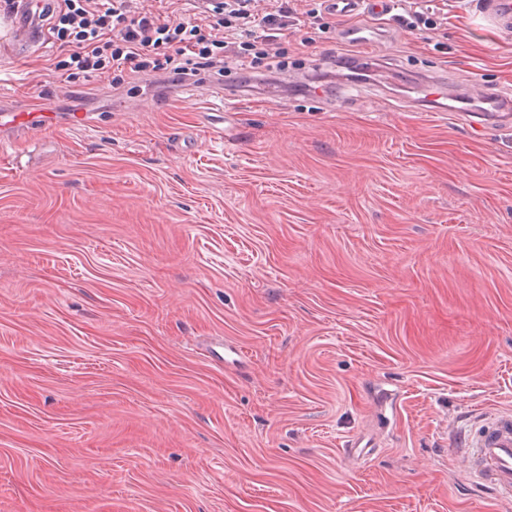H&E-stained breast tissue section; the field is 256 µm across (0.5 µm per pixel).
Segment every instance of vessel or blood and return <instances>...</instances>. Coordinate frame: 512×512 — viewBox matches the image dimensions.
Instances as JSON below:
<instances>
[{
    "mask_svg": "<svg viewBox=\"0 0 512 512\" xmlns=\"http://www.w3.org/2000/svg\"><path fill=\"white\" fill-rule=\"evenodd\" d=\"M12 30L26 46L47 41L46 14L36 10L34 0H15ZM51 112H35L21 106L0 107V128L30 130L53 124ZM461 468L480 488L512 501V411L497 413L473 427L466 441Z\"/></svg>",
    "mask_w": 512,
    "mask_h": 512,
    "instance_id": "1",
    "label": "vessel or blood"
}]
</instances>
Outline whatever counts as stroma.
<instances>
[{"instance_id":"stroma-1","label":"stroma","mask_w":512,"mask_h":512,"mask_svg":"<svg viewBox=\"0 0 512 512\" xmlns=\"http://www.w3.org/2000/svg\"><path fill=\"white\" fill-rule=\"evenodd\" d=\"M485 2L294 0L273 75L162 94L0 14V102L61 118L0 149V512H507L457 449L512 411V123L410 85L512 96ZM341 55L370 79L300 92ZM414 89L419 101L436 108L434 112L440 111V108L435 103L439 104L438 100L442 97L443 92L437 80L434 78L422 80L415 84Z\"/></svg>"}]
</instances>
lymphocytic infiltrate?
Returning <instances> with one entry per match:
<instances>
[{"instance_id":"f902f5d3","label":"lymphocytic infiltrate","mask_w":512,"mask_h":512,"mask_svg":"<svg viewBox=\"0 0 512 512\" xmlns=\"http://www.w3.org/2000/svg\"><path fill=\"white\" fill-rule=\"evenodd\" d=\"M214 0L202 19L186 21L146 11L140 0H62L53 27L57 41L74 44L59 69L111 74L113 85L133 74L176 87L203 72L223 73L227 53L249 58L252 68L270 59L292 17L288 0Z\"/></svg>"}]
</instances>
